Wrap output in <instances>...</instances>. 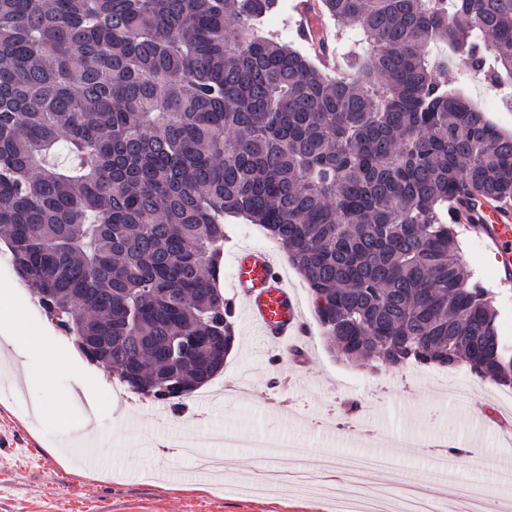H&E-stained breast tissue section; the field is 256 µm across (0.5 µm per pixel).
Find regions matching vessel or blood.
<instances>
[{
  "mask_svg": "<svg viewBox=\"0 0 512 512\" xmlns=\"http://www.w3.org/2000/svg\"><path fill=\"white\" fill-rule=\"evenodd\" d=\"M299 2L296 33L308 42L318 26V3ZM471 207L473 223L479 224L484 241L497 255L502 281H512V209L480 200L472 201ZM232 279L235 298L241 301L275 359L299 357V343L307 336V326L300 302L279 263L265 250L242 248L234 258Z\"/></svg>",
  "mask_w": 512,
  "mask_h": 512,
  "instance_id": "obj_1",
  "label": "vessel or blood"
}]
</instances>
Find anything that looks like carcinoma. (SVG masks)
I'll use <instances>...</instances> for the list:
<instances>
[{
	"mask_svg": "<svg viewBox=\"0 0 512 512\" xmlns=\"http://www.w3.org/2000/svg\"><path fill=\"white\" fill-rule=\"evenodd\" d=\"M358 31L333 76L257 34L280 0H0V236L24 284L101 363L211 381L236 343L224 218L260 227L348 363L464 366L512 387L495 295L458 215L512 204V135L433 46L512 78V0H321ZM68 143L71 165L52 162Z\"/></svg>",
	"mask_w": 512,
	"mask_h": 512,
	"instance_id": "1",
	"label": "carcinoma"
}]
</instances>
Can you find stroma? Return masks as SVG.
I'll return each instance as SVG.
<instances>
[{"label": "stroma", "instance_id": "obj_1", "mask_svg": "<svg viewBox=\"0 0 512 512\" xmlns=\"http://www.w3.org/2000/svg\"><path fill=\"white\" fill-rule=\"evenodd\" d=\"M446 79L490 122L512 132L511 82H491L453 60ZM225 235L220 282L227 291L237 247L274 251L278 245L252 224L226 222ZM460 241L464 263L496 292L502 333L512 338V283L501 282L496 256L475 227L462 228ZM286 275L303 301L308 359L269 364L263 337L236 310L238 340L222 372L186 399L183 410L161 403V427L146 409V397L131 393L98 363L90 366L93 408L85 410L76 399L77 381L50 370L44 358L52 343L73 349V336L41 306L18 313L14 323L27 336L29 351L18 358L6 347L0 356L16 358L35 378L50 374L51 385L35 382L22 392L0 381V512H337L332 497L282 487L260 494L246 489L240 474L259 478L266 470L260 440H284L295 448V455L278 458L285 470L322 454L340 460L390 451L400 470L420 477L431 494L480 496L487 466L512 460V441L496 422L497 415L512 412V390L477 380L462 367L375 370L340 361L321 334L308 287L294 269ZM185 429L197 436L236 433L239 446L204 447L231 460L232 469L205 473L192 458L173 454ZM89 430L95 464L79 468L70 450ZM446 442H475L483 450L478 460L451 463L450 485L434 467L437 447Z\"/></svg>", "mask_w": 512, "mask_h": 512}]
</instances>
